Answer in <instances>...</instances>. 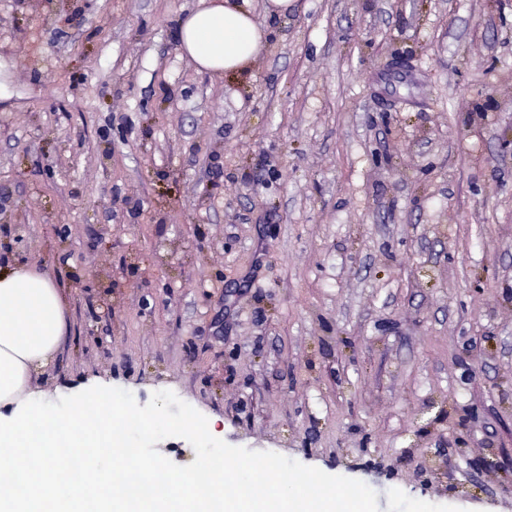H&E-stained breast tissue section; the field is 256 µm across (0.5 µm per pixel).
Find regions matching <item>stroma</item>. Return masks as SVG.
I'll use <instances>...</instances> for the list:
<instances>
[{
	"instance_id": "obj_1",
	"label": "stroma",
	"mask_w": 512,
	"mask_h": 512,
	"mask_svg": "<svg viewBox=\"0 0 512 512\" xmlns=\"http://www.w3.org/2000/svg\"><path fill=\"white\" fill-rule=\"evenodd\" d=\"M196 4L0 0V270L67 304L36 385L512 512V0H251L239 74L181 55Z\"/></svg>"
}]
</instances>
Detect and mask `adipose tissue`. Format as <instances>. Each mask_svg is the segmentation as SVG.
Instances as JSON below:
<instances>
[{
    "instance_id": "obj_1",
    "label": "adipose tissue",
    "mask_w": 512,
    "mask_h": 512,
    "mask_svg": "<svg viewBox=\"0 0 512 512\" xmlns=\"http://www.w3.org/2000/svg\"><path fill=\"white\" fill-rule=\"evenodd\" d=\"M179 48L198 70L240 72L261 53L266 33L250 0H198L180 22ZM66 334L64 297L53 278L34 266L0 273V447L36 434L34 444L0 459L10 467L0 484V512H84L100 483H123L115 456L79 443L69 451L84 471L81 485L62 478L58 444L86 406L111 397L110 387L87 385L66 397L65 407L45 402L34 377L53 360Z\"/></svg>"
}]
</instances>
